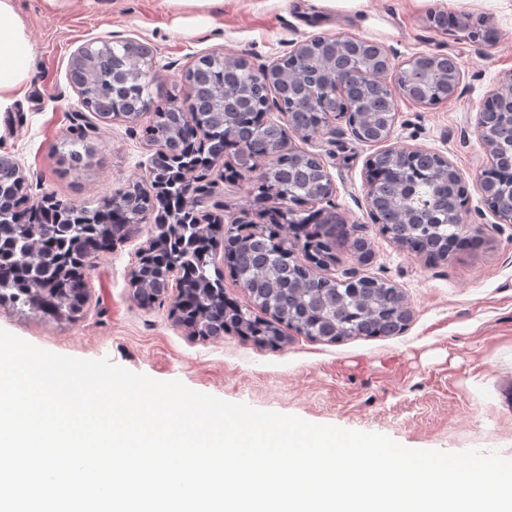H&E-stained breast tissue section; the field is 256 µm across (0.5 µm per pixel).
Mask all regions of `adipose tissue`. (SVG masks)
Returning a JSON list of instances; mask_svg holds the SVG:
<instances>
[{
  "label": "adipose tissue",
  "mask_w": 512,
  "mask_h": 512,
  "mask_svg": "<svg viewBox=\"0 0 512 512\" xmlns=\"http://www.w3.org/2000/svg\"><path fill=\"white\" fill-rule=\"evenodd\" d=\"M33 52L16 0H0V112L14 102L31 78Z\"/></svg>",
  "instance_id": "obj_1"
}]
</instances>
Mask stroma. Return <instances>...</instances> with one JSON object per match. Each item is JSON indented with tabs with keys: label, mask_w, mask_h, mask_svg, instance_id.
<instances>
[{
	"label": "stroma",
	"mask_w": 512,
	"mask_h": 512,
	"mask_svg": "<svg viewBox=\"0 0 512 512\" xmlns=\"http://www.w3.org/2000/svg\"><path fill=\"white\" fill-rule=\"evenodd\" d=\"M491 17L494 44L450 36L430 27L431 11ZM29 33L33 70L21 97L0 112V155L17 165L27 193L95 208L132 183L149 185L156 148L134 122L102 119L86 111L70 75L84 46L137 41L153 51L151 71L161 93L185 95L187 70L207 54L272 64L300 41L351 35L394 49L400 60L438 50L452 55L463 74L461 92L434 106L396 96L397 118L389 146L441 154L464 174L467 220L481 242L430 263L410 254L374 224L366 188L375 143L357 140L344 122L303 137L292 147L315 153L330 174L338 213L368 243L367 259L349 244L336 247L326 276L343 281L349 269L398 288L411 319L398 334L338 342L290 333L280 348L260 347L232 332L191 336L166 301L142 306L133 294L136 253L152 226L140 224L128 240L99 253L80 311L56 317L0 305V328L54 353L102 357L159 381L255 409L307 422L386 435L414 450L495 451L512 460V224L498 223L483 202L478 178L490 157L476 124L487 95L512 73V0H363L356 9L327 8L310 0H213L202 8L174 9L163 0H71L54 12L44 0H17ZM92 150L84 170H63L60 150L69 137ZM225 156L208 178L202 211L232 224L254 209L257 184L227 180Z\"/></svg>",
	"instance_id": "1"
}]
</instances>
